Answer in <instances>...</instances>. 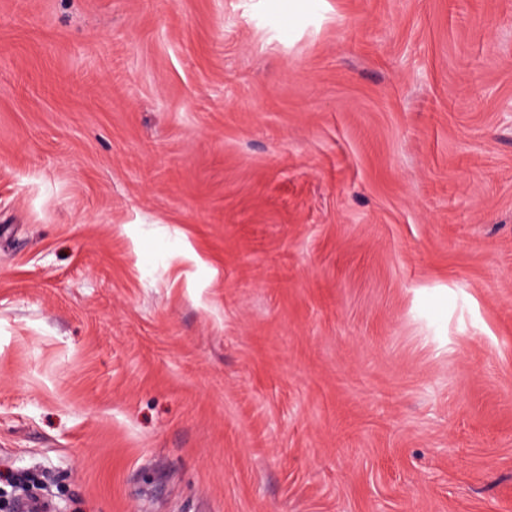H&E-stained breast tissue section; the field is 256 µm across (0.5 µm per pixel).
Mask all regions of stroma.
I'll return each instance as SVG.
<instances>
[{"label":"stroma","instance_id":"35a3bbf8","mask_svg":"<svg viewBox=\"0 0 512 512\" xmlns=\"http://www.w3.org/2000/svg\"><path fill=\"white\" fill-rule=\"evenodd\" d=\"M512 512V0H0V512Z\"/></svg>","mask_w":512,"mask_h":512}]
</instances>
